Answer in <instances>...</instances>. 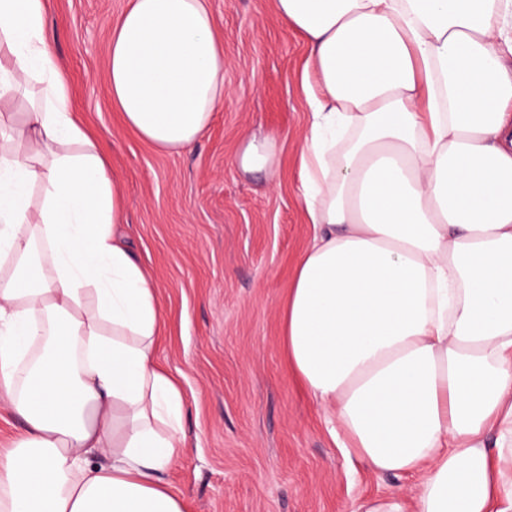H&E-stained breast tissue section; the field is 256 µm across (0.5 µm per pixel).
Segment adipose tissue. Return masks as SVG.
<instances>
[{
  "label": "adipose tissue",
  "mask_w": 512,
  "mask_h": 512,
  "mask_svg": "<svg viewBox=\"0 0 512 512\" xmlns=\"http://www.w3.org/2000/svg\"><path fill=\"white\" fill-rule=\"evenodd\" d=\"M307 44L300 154L312 239L288 364L370 469L413 498L361 512H512V0H275ZM0 102L38 98L0 149V400L22 418L0 512H184L186 446L159 364L156 286L118 233L102 145L76 120L43 0H0ZM113 107L157 149L224 101L207 0H130Z\"/></svg>",
  "instance_id": "1"
}]
</instances>
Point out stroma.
I'll list each match as a JSON object with an SVG mask.
<instances>
[{
    "label": "stroma",
    "instance_id": "1",
    "mask_svg": "<svg viewBox=\"0 0 512 512\" xmlns=\"http://www.w3.org/2000/svg\"><path fill=\"white\" fill-rule=\"evenodd\" d=\"M128 4L44 0V37L77 119L104 145L126 243L165 315L158 358L182 385L188 446L164 482L186 512H357L370 497H414L419 476L343 454L282 347L294 269L312 237L299 179L310 117L303 39L274 0H208L227 93L190 148L164 153L112 108L111 34ZM268 137L273 168L244 171L248 140Z\"/></svg>",
    "mask_w": 512,
    "mask_h": 512
}]
</instances>
